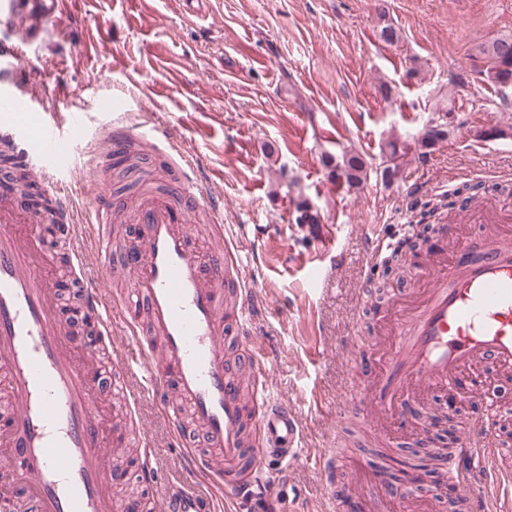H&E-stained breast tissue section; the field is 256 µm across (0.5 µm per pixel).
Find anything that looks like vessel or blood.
Instances as JSON below:
<instances>
[{
  "label": "vessel or blood",
  "mask_w": 512,
  "mask_h": 512,
  "mask_svg": "<svg viewBox=\"0 0 512 512\" xmlns=\"http://www.w3.org/2000/svg\"><path fill=\"white\" fill-rule=\"evenodd\" d=\"M61 0H0V11L21 26V40H0V142L17 145L16 161L68 168L72 115L61 131L30 93L17 61L21 45L42 40ZM21 185L0 188V380L14 400L0 429L8 456L0 470L22 487L35 512H135L133 502L112 493L116 472L109 451L136 448L149 457L145 437L126 425L104 438L98 421L99 385L90 355L62 321L53 282L40 267L42 231L22 209ZM175 200L148 198L137 205L138 241L110 242L112 213L99 210L95 232L103 275L132 271L127 290L106 301L93 284L83 287L86 308L99 334L122 321L140 351L147 388L169 416L176 439L188 428L180 402L192 408L211 447L208 456L188 448V470L214 475L215 492L239 500L273 483L269 471L294 458L300 423L286 402L266 390L262 352L246 337L254 292L238 250L211 248L200 256L187 221L189 210L209 211L213 225L223 216L207 194L188 182L174 188ZM432 282L425 304L408 312L396 330L384 376L372 387H357L358 405L373 413L405 414L412 399L433 385L459 391L464 371L480 365L512 370V239L496 234L458 240L453 260L431 261ZM240 349L229 361L225 342ZM162 357L155 366L154 357ZM452 478L471 484L470 472L512 473V462L494 449L460 437ZM166 512H211L208 499L184 488L166 499Z\"/></svg>",
  "instance_id": "b4317fda"
}]
</instances>
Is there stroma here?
<instances>
[{
    "label": "stroma",
    "mask_w": 512,
    "mask_h": 512,
    "mask_svg": "<svg viewBox=\"0 0 512 512\" xmlns=\"http://www.w3.org/2000/svg\"><path fill=\"white\" fill-rule=\"evenodd\" d=\"M387 24L399 30L398 43L380 41ZM502 36H512V0H65L42 43L23 46L19 68L45 105L84 117L75 163L58 178L74 224L62 226L47 253L63 319L74 306L62 266L69 255L81 256L104 297L129 285L102 277L87 230L102 190L124 200L139 192L133 172L89 178L94 154L110 150L99 139L109 124L147 117L169 130L174 146H155L143 169L168 189L175 170L187 167L190 184L224 209V238L237 245L259 296L248 337L270 347L268 392L293 406L302 437L271 496L218 500L217 512H330L333 487L355 499L357 512H418L424 501L429 512H442L429 478L405 501L380 497L383 463L366 442L390 440L404 457L424 435L422 414L450 404L447 392L434 391L410 420L378 417L369 425L340 410L352 387L378 371L390 304L421 286L414 273L401 282L384 278L378 240L397 243L428 206L464 185L512 184V88L474 77L448 85L458 70L481 65V46ZM443 109L447 138L426 161L408 157L402 176L384 184L387 143L411 141ZM495 126L502 137H482ZM349 150L369 165L358 189L331 178L324 164ZM303 199L320 214L319 232L296 221ZM490 202L512 212V197L480 195L451 214L446 236H433L435 251H450L459 233L487 232L474 217ZM120 355L134 362L139 352L116 324L94 359L103 395ZM114 405L139 424L152 450L154 486L140 484L136 458L123 465L122 488L137 512H163L173 483L203 490V474L183 469L168 417L143 390L139 371L131 373L127 400ZM330 448L344 456L331 485L313 463Z\"/></svg>",
    "instance_id": "35a3bbf8"
}]
</instances>
